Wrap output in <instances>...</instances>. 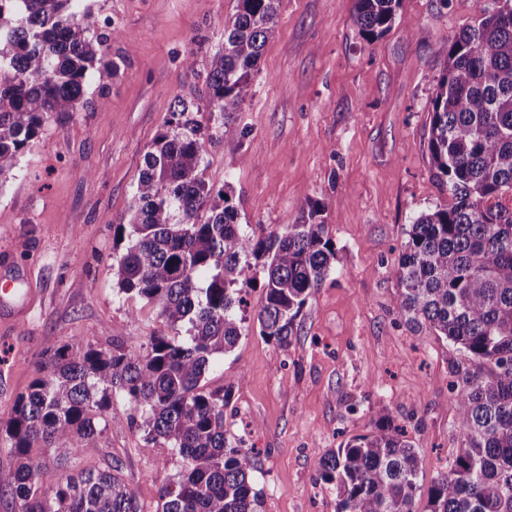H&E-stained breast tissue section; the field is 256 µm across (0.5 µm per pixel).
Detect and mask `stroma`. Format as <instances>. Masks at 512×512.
Segmentation results:
<instances>
[{"mask_svg": "<svg viewBox=\"0 0 512 512\" xmlns=\"http://www.w3.org/2000/svg\"><path fill=\"white\" fill-rule=\"evenodd\" d=\"M120 31L118 73L86 84L88 109L52 117L0 184V414L27 393L50 344L147 346L168 327L156 310L120 293L113 225L123 223L143 156L175 97L203 82L184 55L207 60L224 43L235 0H81ZM355 0H280L250 97L225 119L232 135L209 145L205 179L230 183L243 229L295 223L325 207L336 264L300 310L288 349L261 336V283L245 295L234 349L217 355L207 387L227 389L232 445L253 449L260 512H336V489L313 462L373 432L381 415L412 439L419 458L415 512L461 446L451 365L462 353L399 320L395 270L421 212L452 198L432 175L431 105L448 41L473 24L480 0H402L404 24L366 40ZM140 310L131 319V310ZM112 405L93 451L40 448L37 480L119 467L138 512H157L158 489L177 472L167 443L144 451Z\"/></svg>", "mask_w": 512, "mask_h": 512, "instance_id": "35a3bbf8", "label": "stroma"}]
</instances>
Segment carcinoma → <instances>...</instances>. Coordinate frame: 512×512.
I'll return each mask as SVG.
<instances>
[{
  "label": "carcinoma",
  "instance_id": "carcinoma-1",
  "mask_svg": "<svg viewBox=\"0 0 512 512\" xmlns=\"http://www.w3.org/2000/svg\"><path fill=\"white\" fill-rule=\"evenodd\" d=\"M0 14V180L55 114L88 106V78H111L118 62L80 0H10ZM401 0H357L354 24L367 39L395 23ZM279 0H236L224 46L205 64L202 86L174 99L144 154L128 219L114 224L120 292L158 311L184 336H150L146 352L89 342L49 345L37 377L0 418V492L18 512H137L118 467L65 475L44 487L34 446L81 454L97 447L99 419L124 396L140 413L146 445L171 444L178 472L159 489L158 512H259L253 452L229 443L228 392L204 378L214 356L242 336V292L264 273L260 334L282 349L312 290L332 271L336 248L325 207L267 234L238 222L230 190L204 178L205 144L232 135L224 113L251 94V76ZM209 112L208 120L198 119ZM433 176L453 204L421 213L395 271V314L463 352L451 384L464 447L428 488L429 512H512V0H483L473 24L448 40L431 99ZM336 488L337 512H414L417 450L389 416L314 461Z\"/></svg>",
  "mask_w": 512,
  "mask_h": 512
}]
</instances>
